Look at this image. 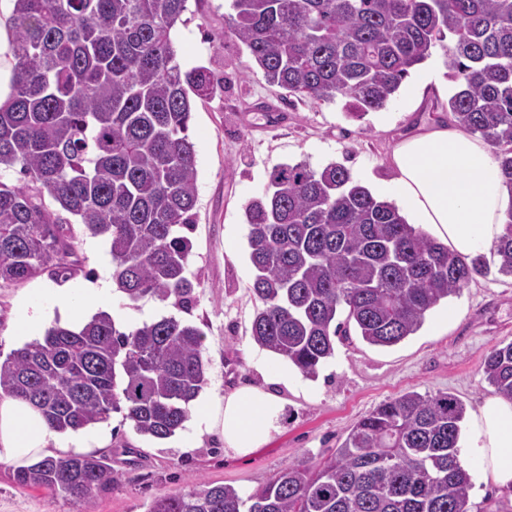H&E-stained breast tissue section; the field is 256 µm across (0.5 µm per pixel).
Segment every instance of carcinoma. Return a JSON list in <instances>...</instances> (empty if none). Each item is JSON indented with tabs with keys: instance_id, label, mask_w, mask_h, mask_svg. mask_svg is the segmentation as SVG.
Listing matches in <instances>:
<instances>
[{
	"instance_id": "carcinoma-1",
	"label": "carcinoma",
	"mask_w": 512,
	"mask_h": 512,
	"mask_svg": "<svg viewBox=\"0 0 512 512\" xmlns=\"http://www.w3.org/2000/svg\"><path fill=\"white\" fill-rule=\"evenodd\" d=\"M188 0H13L15 59L0 100V284L77 270L68 216L102 237L112 282L189 312L187 276L197 203L192 103L222 87L182 68L172 35ZM224 32L243 43L267 83L293 97L347 100L349 116L383 108L446 41L453 123L482 137L512 187V0H232ZM255 344L314 378L355 329L393 346L477 276L460 256L376 199L343 165L276 164L246 207ZM512 277V206L494 244ZM204 332L163 317L118 327L100 312L58 324L0 360V398L25 401L60 434L119 412L165 440L207 385ZM495 392L512 400V342L485 357ZM464 405L454 394L407 392L361 418L336 453L290 464L248 492L199 483L148 512H469L458 456ZM21 487L60 492L86 512L116 481L104 454L45 457L14 472Z\"/></svg>"
}]
</instances>
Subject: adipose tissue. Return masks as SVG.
I'll return each instance as SVG.
<instances>
[{
  "label": "adipose tissue",
  "mask_w": 512,
  "mask_h": 512,
  "mask_svg": "<svg viewBox=\"0 0 512 512\" xmlns=\"http://www.w3.org/2000/svg\"><path fill=\"white\" fill-rule=\"evenodd\" d=\"M389 165L392 179L374 184L375 195L393 201L408 223L418 225L460 255L488 250L505 229L512 188L501 175L495 151L481 137L444 122H421L397 143ZM110 286L91 281L81 288H36L22 297L14 318L23 337L38 336L46 318L80 329L89 314L110 306ZM265 386H249L224 396L206 397L194 407V429L221 432L224 446L246 456L264 446L277 428L285 400L273 384L287 383L288 365L261 364ZM107 430L92 440L64 441L28 403L0 399V461L23 466L51 449L102 445ZM465 461L477 481L512 491V400L492 395L472 409L463 432Z\"/></svg>",
  "instance_id": "1"
}]
</instances>
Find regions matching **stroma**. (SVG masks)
I'll return each instance as SVG.
<instances>
[{
  "mask_svg": "<svg viewBox=\"0 0 512 512\" xmlns=\"http://www.w3.org/2000/svg\"><path fill=\"white\" fill-rule=\"evenodd\" d=\"M230 11L231 0H188L176 40L185 67L203 66L224 80L223 90L195 101L189 124L198 179L188 265L195 302L188 318L205 334V391L220 395L263 381L259 366L268 354L251 337L255 301L245 207L264 192L273 165L304 161L319 171L340 163L365 186L391 179L388 159L400 136L427 114L447 119L452 84L439 44L411 69L386 106L363 120L348 118L341 98L289 102L264 80L248 49L225 35ZM73 233L81 260L74 277L42 273L0 287V354L22 346L14 337L13 309L32 289L79 288L89 279H111L106 241L84 233L79 224ZM450 309L455 318H447ZM110 312L130 326L173 315L175 309L151 297L132 303L116 291ZM511 342L512 278L493 270L431 310L423 326L395 346H372L356 335L338 342L316 378L280 388L287 400L280 429L247 456L234 455L222 438L195 434L188 425L169 439L155 440L112 414L104 452L119 479L97 495L91 512H147L157 497L199 482L252 490L287 465L330 457L362 416L408 391L449 392L473 409L493 392L483 371L486 355ZM14 471V465L0 462V512H74L64 494L19 487Z\"/></svg>",
  "mask_w": 512,
  "mask_h": 512,
  "instance_id": "35a3bbf8",
  "label": "stroma"
}]
</instances>
